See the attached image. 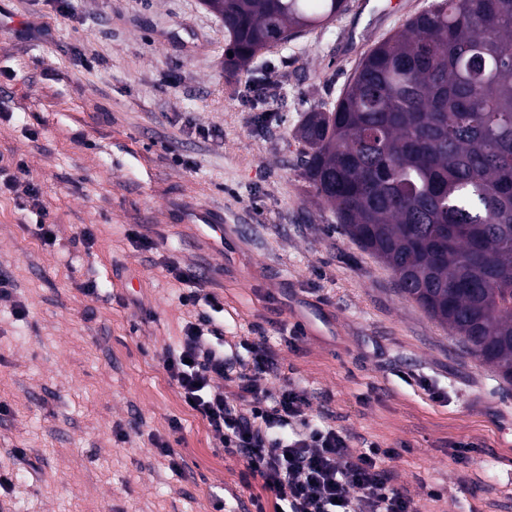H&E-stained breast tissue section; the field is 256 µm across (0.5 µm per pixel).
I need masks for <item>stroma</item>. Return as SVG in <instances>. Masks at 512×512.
Returning a JSON list of instances; mask_svg holds the SVG:
<instances>
[{
  "label": "stroma",
  "instance_id": "stroma-1",
  "mask_svg": "<svg viewBox=\"0 0 512 512\" xmlns=\"http://www.w3.org/2000/svg\"><path fill=\"white\" fill-rule=\"evenodd\" d=\"M356 3L232 77L202 0H0L12 114L0 157L26 162L60 240L41 245L0 193V272L27 308L19 320L0 304V473L13 480L0 512H244L245 460L225 455L164 368L189 319L166 267L187 263L223 297L227 336L259 325L274 337L279 372L264 386L300 381L353 439L405 444L391 466L423 512H512V384L401 297L300 174L303 114L336 104L369 50L430 0ZM201 207L223 216V251L184 223ZM139 228L154 249L134 242ZM467 441L477 451L455 461Z\"/></svg>",
  "mask_w": 512,
  "mask_h": 512
}]
</instances>
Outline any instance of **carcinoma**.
<instances>
[{
  "mask_svg": "<svg viewBox=\"0 0 512 512\" xmlns=\"http://www.w3.org/2000/svg\"><path fill=\"white\" fill-rule=\"evenodd\" d=\"M224 69L346 0H204ZM233 56H227V53ZM302 176L401 295L512 382V0H432L296 129Z\"/></svg>",
  "mask_w": 512,
  "mask_h": 512,
  "instance_id": "carcinoma-1",
  "label": "carcinoma"
}]
</instances>
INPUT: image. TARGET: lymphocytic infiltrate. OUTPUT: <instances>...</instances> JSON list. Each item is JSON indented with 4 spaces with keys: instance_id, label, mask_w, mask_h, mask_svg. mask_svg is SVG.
I'll list each match as a JSON object with an SVG mask.
<instances>
[{
    "instance_id": "lymphocytic-infiltrate-1",
    "label": "lymphocytic infiltrate",
    "mask_w": 512,
    "mask_h": 512,
    "mask_svg": "<svg viewBox=\"0 0 512 512\" xmlns=\"http://www.w3.org/2000/svg\"><path fill=\"white\" fill-rule=\"evenodd\" d=\"M25 162L0 165V188L22 189L20 210L34 218L35 236L55 247L40 188L28 181ZM166 271L182 286L179 302L191 308L177 345L164 362L184 405L206 422L225 453L242 457L243 488L251 490L255 512H418L390 462L397 449L372 441L355 450L349 436L323 414L311 413V399L291 381L272 391L262 377L277 373L269 336L242 340L234 350L216 319L224 303L194 266L170 265Z\"/></svg>"
}]
</instances>
